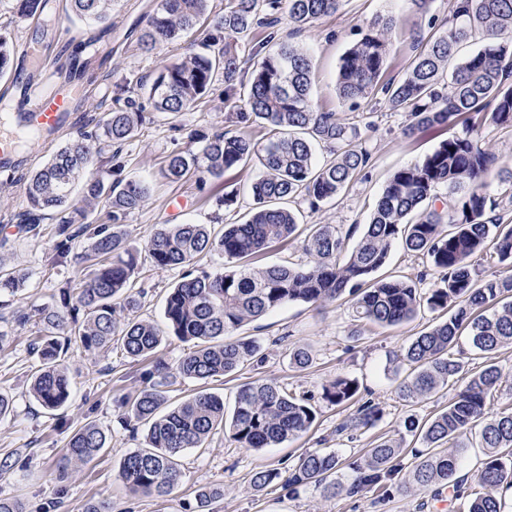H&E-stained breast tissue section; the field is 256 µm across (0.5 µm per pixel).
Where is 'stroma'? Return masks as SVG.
<instances>
[{
    "label": "stroma",
    "mask_w": 512,
    "mask_h": 512,
    "mask_svg": "<svg viewBox=\"0 0 512 512\" xmlns=\"http://www.w3.org/2000/svg\"><path fill=\"white\" fill-rule=\"evenodd\" d=\"M11 2L0 0V26L11 34L15 47L12 65L29 75L41 76L40 90H49L64 80L70 52L82 48L92 89L81 95L76 108L78 131L93 132V118L108 112L118 100L145 113L147 121L140 134L127 142L121 153L125 175L147 180L152 186L150 197L127 218V229L138 247H145L162 224L213 225L247 219L253 204L249 186L259 173L255 165L228 171L203 184L193 178L172 183L161 175L165 157L183 147L184 139L163 115L156 113L143 86L150 83L160 66L182 59L187 49L181 42L164 43L150 52L140 48L138 38L154 0H116L108 34L102 33L100 26L76 18L67 8V0H50L46 20L34 22L11 12ZM447 14L448 0H434L425 18L410 0H345L335 14L300 31L290 24L287 11H280L279 23L271 32L311 58L313 99L319 110L336 113L345 121L357 114H371L376 122L375 129L364 132L372 153L368 167L353 178L336 201L324 204L319 211L293 204L299 224H333L343 230L366 224L390 175L420 161L439 143L442 135L437 131L404 137L401 130L408 122L407 112L390 110L383 98L365 100L359 111H350L338 97L336 79L341 55L359 40L361 27L375 17L389 15L397 20L388 36L385 76L398 80L415 53L412 31L418 29L424 36H432L429 20L439 21ZM249 75V70H242L236 85L238 95L229 100L224 97L223 80H216L204 103L182 115V123L211 132L223 131L226 114L240 109L239 95L246 91ZM228 194L236 195V204L218 206V198ZM25 210L21 174L0 173V262L30 274L26 288L14 295L0 294V304L9 310L59 304L62 290L75 287L81 277L76 257L87 246L86 238H78L70 256L58 258L55 218L42 220L38 234L32 235L21 228ZM183 274V268L161 270L152 267L149 258H142L136 287L144 295L138 316L164 326L165 298ZM380 274L417 279L425 289L436 277L425 258L407 252L399 243L393 245ZM433 319V313L424 309L413 320L397 326L360 328L349 303L340 299L322 304L291 303L245 325L240 333L257 341L261 362L210 382L211 391L221 394L229 409L241 385L258 379L273 381L290 393L310 398L316 410L315 423L300 437L260 450L240 447L224 429H216L205 447L186 450L178 457L181 479L173 492L163 497L131 493L119 473L125 455L146 445V425L127 427L116 408L119 398L135 395L141 389V365L132 362L117 344L96 355L71 346L65 363L75 381L72 399L64 409L50 412L30 392L31 376L39 366L29 348L33 333L28 328L10 330L0 342V393L11 400L13 413L0 422V454L22 448L26 457L20 467L0 478V495L21 499L27 512H46L62 485L58 464L72 431L93 420L105 430L107 444L90 464L80 467L75 479L64 484L67 493L59 512H86L92 502L108 503L112 512H193L196 494L204 487L224 491L214 505L215 512H468L465 500L446 494L437 496L430 490L396 491L378 505L370 491L328 500L318 485L294 493L277 483L260 493L253 492L249 485L254 471L288 469L306 451L321 446L344 457L363 453L380 437L412 446V438L404 434L403 418L413 414L424 420L439 412L484 361L468 336H460L450 353L461 362L462 369L449 379L447 387L427 399H401L396 386L407 371L402 355L412 338ZM299 344L309 345L313 356L312 364L302 370L293 368L288 359L289 351ZM339 376L355 379L361 397L372 399L381 410L380 420L365 433L352 437L335 433L349 410L330 405L322 393L324 386Z\"/></svg>",
    "instance_id": "obj_1"
}]
</instances>
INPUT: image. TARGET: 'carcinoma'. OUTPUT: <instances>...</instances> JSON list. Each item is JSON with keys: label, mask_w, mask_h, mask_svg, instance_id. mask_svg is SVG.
Instances as JSON below:
<instances>
[{"label": "carcinoma", "mask_w": 512, "mask_h": 512, "mask_svg": "<svg viewBox=\"0 0 512 512\" xmlns=\"http://www.w3.org/2000/svg\"><path fill=\"white\" fill-rule=\"evenodd\" d=\"M113 0H70L75 15L112 29ZM344 0H288L289 21L301 30L337 12ZM48 0H15L13 9L23 16L41 15ZM281 0H226L224 12L213 13L211 0H157L139 36L142 49L151 51L160 42L189 40V53L161 66L148 85L155 111L170 120L202 103L217 76L224 77L225 95H234L241 60L236 42L249 38L255 28L278 22ZM394 17H378L366 24L361 38L340 57L337 91L352 111L369 96L382 95L392 110L408 111L405 137L450 128L459 116H481V124L441 140L425 157L397 169L383 186L376 208L364 225L356 246L345 252L353 231L343 233L333 224H316L303 240L310 261L298 267L253 266V260L273 245L287 240L297 229L293 211L278 206L293 199L318 211L339 196L351 180L370 163L359 124L344 122L334 112H321L312 103L311 58L289 43L267 35L252 57L251 74L243 111L231 112L228 122L236 130L186 131V146L165 159L162 175L170 182L193 176L203 184L209 177L243 167L255 160L263 173L250 185L253 207L249 219L226 224L213 232L205 224H165L148 240L146 250L157 269L184 267L186 273L168 293L164 317L171 335L193 346L169 366L153 358L163 332L153 322L120 316L116 300L133 310L142 291H133L139 274L140 251L129 244L125 221L139 209L150 186L123 175L120 149L134 138L145 122L141 112L115 105L96 123L93 136L68 139L50 159L26 178L28 232H37L40 221L53 216L58 223L57 255L65 258L73 238L88 236L75 302L61 299V306H31L11 312L20 328L31 322L39 335L29 347L40 368L31 382L34 399L46 410L64 408L71 399L72 378L64 366L71 344L98 354L119 343L134 362L149 360L142 371V388L129 400H117L120 419L148 426L147 446L128 453L120 476L133 493L165 496L178 485L176 457L188 448H201L213 430L222 426L240 447L273 448L307 433L316 414L309 399L288 394L280 385L256 380L236 393L231 415L224 412V398L204 388L183 402L168 404L169 388L177 378L207 384L233 374L254 360L259 347L251 338L224 340L227 333L290 303L321 304L349 298L354 320L395 326L413 319L420 310L443 312L447 318L416 336L403 360L413 371L398 385L408 399L427 397L448 384L461 364L448 354L457 336L470 329L475 348L493 354L512 345V220L501 213L502 198L512 204V167L505 165L483 142L481 126L512 128V0H448V30L424 39L413 32L424 49L410 60L406 76L384 80L388 59L387 33ZM482 45L458 56L459 45L469 39ZM12 42L0 34V77L11 68ZM265 130L263 141L248 128ZM327 150L320 166L314 146ZM112 150V180L94 170V158ZM496 174L500 196L487 190V178ZM83 183L82 201L102 202L105 222L85 223V209L75 198ZM438 188L446 196L433 194ZM449 230H444V226ZM407 251L426 257L439 274L423 291L412 280L376 279L396 241ZM492 246L508 270L478 277L472 257ZM217 252L230 266L207 271L197 266L204 253ZM29 274L17 268L0 269V292L17 293ZM297 369L312 362L310 351L297 345L290 351ZM501 379V369L487 361L439 413L421 422L414 415L403 420L407 434L419 437L425 448H404L402 442L377 439L359 455L341 457L334 450L307 452L288 474L278 468L252 473L249 485L260 493L275 481L290 491L309 484L324 486L326 497L355 496L367 489L385 500L392 491L413 488L453 492L460 499L468 478L457 476L461 467L463 438L475 423L483 422L481 447L486 458L476 474L483 493L469 502L468 512H502L500 491L512 488V411L491 414L486 400ZM358 383L338 377L323 390L332 405L354 404L336 433L372 428L380 408L371 400L359 402ZM451 445L446 449L445 445ZM106 447V434L89 421L69 438L58 478H71L80 465ZM412 453L417 463L404 481L402 459ZM343 469L349 481L336 480ZM224 492L201 490L196 512H214L212 504Z\"/></svg>", "instance_id": "1"}]
</instances>
